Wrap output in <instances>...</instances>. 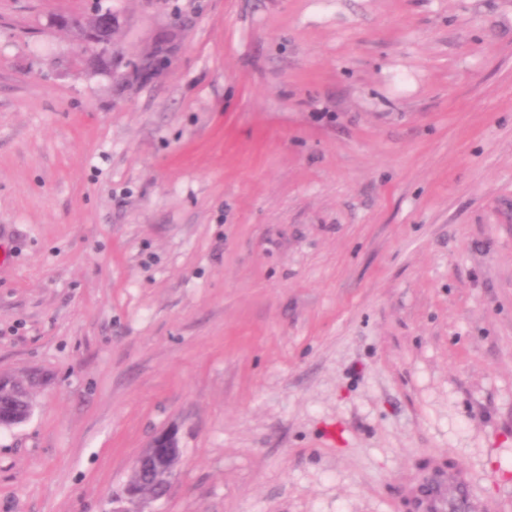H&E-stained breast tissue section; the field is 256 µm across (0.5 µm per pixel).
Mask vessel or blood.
Returning a JSON list of instances; mask_svg holds the SVG:
<instances>
[{"mask_svg":"<svg viewBox=\"0 0 512 512\" xmlns=\"http://www.w3.org/2000/svg\"><path fill=\"white\" fill-rule=\"evenodd\" d=\"M412 498L415 512H473L460 475L440 463L418 479Z\"/></svg>","mask_w":512,"mask_h":512,"instance_id":"obj_1","label":"vessel or blood"}]
</instances>
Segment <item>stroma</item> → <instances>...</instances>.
<instances>
[{"label":"stroma","mask_w":512,"mask_h":512,"mask_svg":"<svg viewBox=\"0 0 512 512\" xmlns=\"http://www.w3.org/2000/svg\"><path fill=\"white\" fill-rule=\"evenodd\" d=\"M111 10L112 49L63 17ZM0 512H512V0H0ZM37 383V379L33 377L17 378L11 376H3L0 384V406L5 410L14 414L21 413L20 398H29V388ZM183 448L177 429H168L157 434L148 448L140 453L132 464V473L139 475L141 479L151 481L154 487L153 493L147 497L144 495L139 483L127 481L123 494L116 502L118 507L113 512H154L150 510L151 503L165 497L172 482L177 477V467ZM176 461V469L171 467V462ZM144 480V488L151 492L152 486ZM414 512H472L468 489L460 475L437 463L417 480Z\"/></svg>","instance_id":"stroma-1"}]
</instances>
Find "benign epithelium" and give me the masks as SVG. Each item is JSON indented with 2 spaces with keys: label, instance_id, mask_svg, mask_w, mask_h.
<instances>
[{
  "label": "benign epithelium",
  "instance_id": "7a95c632",
  "mask_svg": "<svg viewBox=\"0 0 512 512\" xmlns=\"http://www.w3.org/2000/svg\"><path fill=\"white\" fill-rule=\"evenodd\" d=\"M113 24L114 17L111 14L97 15L93 27L86 34L88 42L101 48L108 46ZM181 455L178 430L173 428L157 434L132 464V472L151 481L153 493L147 497L141 484L128 482L118 500L119 506L113 508V512H152L151 503L165 497L176 479L177 470L171 467V462L180 461Z\"/></svg>",
  "mask_w": 512,
  "mask_h": 512
}]
</instances>
